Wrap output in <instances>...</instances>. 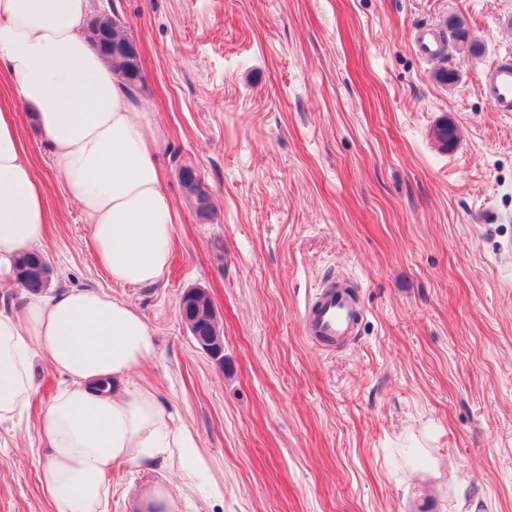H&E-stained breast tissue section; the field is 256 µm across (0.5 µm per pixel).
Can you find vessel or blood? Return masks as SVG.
Instances as JSON below:
<instances>
[{"instance_id": "vessel-or-blood-1", "label": "vessel or blood", "mask_w": 512, "mask_h": 512, "mask_svg": "<svg viewBox=\"0 0 512 512\" xmlns=\"http://www.w3.org/2000/svg\"><path fill=\"white\" fill-rule=\"evenodd\" d=\"M481 91L500 112H512V62L504 61L486 70L480 77ZM359 317V305L343 283L331 281L321 287L305 309L307 336L325 346L349 336Z\"/></svg>"}]
</instances>
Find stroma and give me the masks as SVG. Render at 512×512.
I'll list each match as a JSON object with an SVG mask.
<instances>
[{
	"mask_svg": "<svg viewBox=\"0 0 512 512\" xmlns=\"http://www.w3.org/2000/svg\"><path fill=\"white\" fill-rule=\"evenodd\" d=\"M116 4L141 50L138 96L160 139L175 249L151 286L112 282L91 224L11 77L25 155L46 188L51 292L93 286L155 334L135 381L195 435L209 472L113 468L109 512L153 488L176 512H512V112L479 76L512 55V0H90ZM462 19L436 60L418 29ZM457 130L441 147L439 123ZM194 168L213 201L198 218ZM349 276L348 344L304 333L321 279ZM208 292L216 363L179 314ZM29 411L0 427V512H53L37 419L63 384L35 361ZM207 298L208 294L202 289L187 292L181 299L180 315L185 325L190 327L193 332V338L195 341L204 351L212 355L216 348H220L222 343L221 332L218 328L215 311H213L214 317L211 319V330L206 335H201L199 332H196L195 329L188 324L189 322L185 318L187 306H200Z\"/></svg>",
	"mask_w": 512,
	"mask_h": 512,
	"instance_id": "35a3bbf8",
	"label": "stroma"
}]
</instances>
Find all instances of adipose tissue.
Returning a JSON list of instances; mask_svg holds the SVG:
<instances>
[{
  "instance_id": "adipose-tissue-1",
  "label": "adipose tissue",
  "mask_w": 512,
  "mask_h": 512,
  "mask_svg": "<svg viewBox=\"0 0 512 512\" xmlns=\"http://www.w3.org/2000/svg\"><path fill=\"white\" fill-rule=\"evenodd\" d=\"M88 11L89 0H0V66L48 138L66 198L88 216L98 262L113 283L150 286L168 269L175 211L152 119L87 41ZM46 222L45 189L12 113L0 109V271L39 250ZM154 353L143 316L91 287L0 307V423L30 407L35 358L68 380L37 420L40 482L54 512H107L116 465L206 469L193 433L132 380Z\"/></svg>"
}]
</instances>
